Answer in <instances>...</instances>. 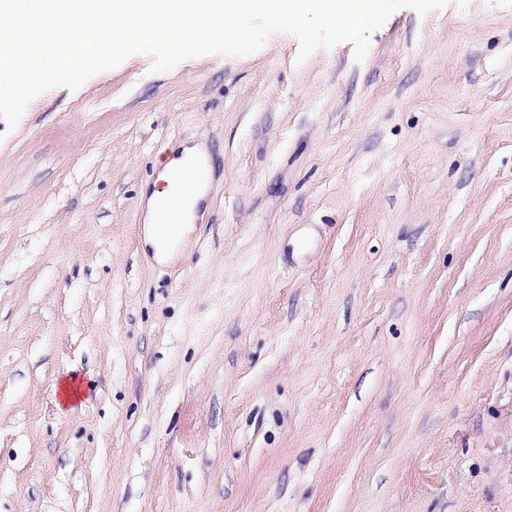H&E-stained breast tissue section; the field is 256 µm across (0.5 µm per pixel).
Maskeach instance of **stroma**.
<instances>
[{
	"label": "stroma",
	"instance_id": "obj_1",
	"mask_svg": "<svg viewBox=\"0 0 512 512\" xmlns=\"http://www.w3.org/2000/svg\"><path fill=\"white\" fill-rule=\"evenodd\" d=\"M298 53L134 54L0 120V512H512V0ZM183 142L208 210L161 262ZM200 158H208L203 146L182 145L157 161L159 180L167 185L164 189L156 188L149 200L145 243L160 260L173 256L178 246L187 240L198 218L207 183L186 193V185L182 189V182L189 164ZM194 169L196 182L205 179L206 175L209 179L210 169L207 173L202 161H196Z\"/></svg>",
	"mask_w": 512,
	"mask_h": 512
}]
</instances>
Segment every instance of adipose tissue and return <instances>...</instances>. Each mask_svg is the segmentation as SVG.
Returning <instances> with one entry per match:
<instances>
[{
    "label": "adipose tissue",
    "mask_w": 512,
    "mask_h": 512,
    "mask_svg": "<svg viewBox=\"0 0 512 512\" xmlns=\"http://www.w3.org/2000/svg\"><path fill=\"white\" fill-rule=\"evenodd\" d=\"M207 151L200 145H183L158 160L159 178L163 188L154 190L149 200L145 242L158 259H166L175 253L193 229L201 204L205 198L204 187L185 192L182 182L192 161L206 157Z\"/></svg>",
    "instance_id": "obj_1"
}]
</instances>
